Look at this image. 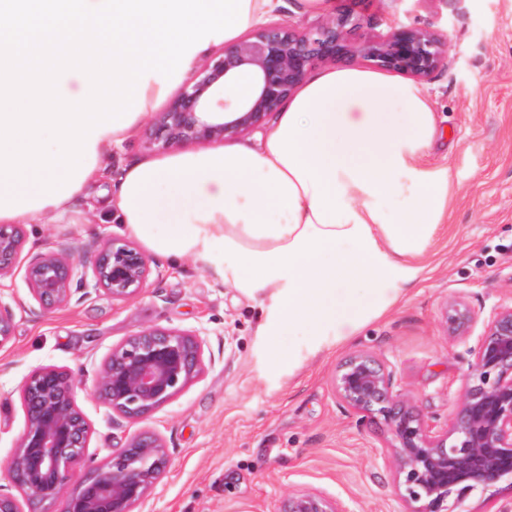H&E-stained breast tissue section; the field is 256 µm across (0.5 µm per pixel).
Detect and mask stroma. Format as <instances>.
I'll return each instance as SVG.
<instances>
[{
  "mask_svg": "<svg viewBox=\"0 0 512 512\" xmlns=\"http://www.w3.org/2000/svg\"><path fill=\"white\" fill-rule=\"evenodd\" d=\"M362 23L354 43L395 25L445 36V66L425 82L437 120L430 163L447 168L448 219L417 279L381 318L340 346L289 372L266 371L256 312L238 289L189 259L150 258L147 285L119 300L74 287L70 301L40 309L24 281L27 262L45 252L73 256L87 276L103 240L123 226L107 205L123 171L158 158L149 144L157 112L113 146L91 197H75L48 221L24 223L25 244L0 305L13 333L0 346V494L18 496L6 466L25 413L19 391L44 366L72 370L84 387L77 403L93 434L86 458L104 464L136 434L159 436L168 467L135 512H283L289 493L342 501L349 512H406L396 489L394 437L381 416L339 399L333 381L349 354L390 364L422 417L448 423L464 390L470 347L494 308L512 302V0H335ZM462 302L474 320L453 335L448 311ZM148 326L200 335L205 367L170 402L130 420L92 393L113 347Z\"/></svg>",
  "mask_w": 512,
  "mask_h": 512,
  "instance_id": "1",
  "label": "stroma"
}]
</instances>
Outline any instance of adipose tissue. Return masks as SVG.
Listing matches in <instances>:
<instances>
[{
	"instance_id": "ef3b65f1",
	"label": "adipose tissue",
	"mask_w": 512,
	"mask_h": 512,
	"mask_svg": "<svg viewBox=\"0 0 512 512\" xmlns=\"http://www.w3.org/2000/svg\"><path fill=\"white\" fill-rule=\"evenodd\" d=\"M332 0H250L248 22L325 13ZM435 114L421 86L357 67L309 76L262 141L129 168L110 201L152 256L190 257L257 310L267 366L293 369L386 312L448 211V171L426 155ZM400 198L403 215L385 204Z\"/></svg>"
}]
</instances>
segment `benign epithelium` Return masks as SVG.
<instances>
[{"instance_id": "1", "label": "benign epithelium", "mask_w": 512, "mask_h": 512, "mask_svg": "<svg viewBox=\"0 0 512 512\" xmlns=\"http://www.w3.org/2000/svg\"><path fill=\"white\" fill-rule=\"evenodd\" d=\"M361 18L348 10L300 25L290 19L259 27L252 36L195 67L189 81L170 100L151 132V143L167 149L184 143L224 142L262 126L294 93L320 61L361 54L379 69L429 80L447 57L443 36L416 27H395L356 45L350 29ZM248 69L252 97L227 102L224 85ZM24 244L23 229L0 225V277L10 273ZM77 262L54 252L32 258L24 279L44 309L66 304ZM148 258L131 243L112 238L92 269L94 286L115 299L144 288ZM450 323L472 322L461 303L451 305ZM466 385L451 422H427L398 389L392 369L359 352L338 367L336 395L351 407L383 416L394 435L392 448L398 492L408 512H449L461 508L473 491L512 480V304L494 309L470 348ZM204 368L203 341L177 329L149 327L112 349L95 373L96 393L127 419L160 408L196 379ZM83 381L69 370L45 366L25 380L20 398L25 426L7 471L29 501L58 505L57 512H134L167 466L162 440L136 436L108 455L95 474L71 486L84 461L91 428L76 397ZM285 512H348L339 500L313 492L288 497Z\"/></svg>"}]
</instances>
